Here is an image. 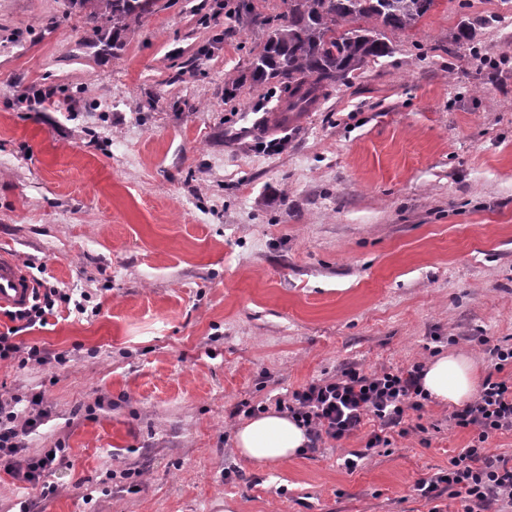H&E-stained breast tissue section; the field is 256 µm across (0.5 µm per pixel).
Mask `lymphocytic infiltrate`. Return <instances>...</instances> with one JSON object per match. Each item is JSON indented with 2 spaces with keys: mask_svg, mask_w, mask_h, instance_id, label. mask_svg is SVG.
<instances>
[{
  "mask_svg": "<svg viewBox=\"0 0 512 512\" xmlns=\"http://www.w3.org/2000/svg\"><path fill=\"white\" fill-rule=\"evenodd\" d=\"M493 372L483 380L474 400L448 416L451 426L469 430V445L448 462L447 470L418 480L420 497L433 503L431 512H443L436 501L441 494L460 500L462 512H487L491 504L512 508V456L492 455L486 448L490 435L512 432V346L488 347ZM424 367L408 370L385 369L366 373L350 367L340 374L321 378L293 391L290 399L277 400L275 408L288 413L307 435V452H316L328 440H341L359 430L365 419L377 427L366 441L364 451L345 458L346 469H355L365 451L387 448L393 437L423 431L422 423H409V412L424 414L429 397L422 388ZM15 402H0V457L5 468L19 480L38 485L41 478L56 471L61 456L42 455L26 466L15 463L20 436L30 430V422L20 419Z\"/></svg>",
  "mask_w": 512,
  "mask_h": 512,
  "instance_id": "obj_1",
  "label": "lymphocytic infiltrate"
}]
</instances>
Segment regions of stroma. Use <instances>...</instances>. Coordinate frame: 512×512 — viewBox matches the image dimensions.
<instances>
[{"label":"stroma","mask_w":512,"mask_h":512,"mask_svg":"<svg viewBox=\"0 0 512 512\" xmlns=\"http://www.w3.org/2000/svg\"><path fill=\"white\" fill-rule=\"evenodd\" d=\"M287 12L158 0L114 50L78 0H0V252L99 308L15 335L65 362L0 360V399L43 396L17 463L71 462L35 489L0 466V512H428L416 482L467 446L431 403L352 472L373 421L277 464L234 452L242 403L449 350L487 373L512 345V0H436L258 131L280 96L251 64Z\"/></svg>","instance_id":"obj_1"}]
</instances>
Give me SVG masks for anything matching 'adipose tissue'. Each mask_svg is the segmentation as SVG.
Here are the masks:
<instances>
[{
	"mask_svg": "<svg viewBox=\"0 0 512 512\" xmlns=\"http://www.w3.org/2000/svg\"><path fill=\"white\" fill-rule=\"evenodd\" d=\"M480 379L471 357L451 351L427 364L422 386L436 403L462 406L472 400ZM306 443L304 428L298 427L288 414L274 410L248 419L235 434L236 453L260 464L291 459Z\"/></svg>",
	"mask_w": 512,
	"mask_h": 512,
	"instance_id": "1",
	"label": "adipose tissue"
}]
</instances>
